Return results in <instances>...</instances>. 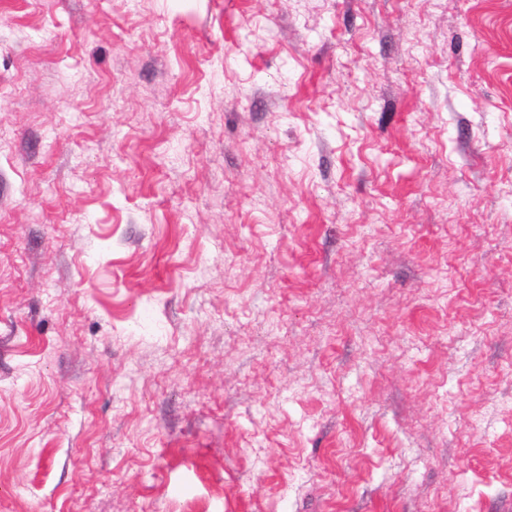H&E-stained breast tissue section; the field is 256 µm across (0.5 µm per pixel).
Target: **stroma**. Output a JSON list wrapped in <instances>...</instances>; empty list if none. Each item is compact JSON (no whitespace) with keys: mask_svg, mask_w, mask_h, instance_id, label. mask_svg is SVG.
<instances>
[{"mask_svg":"<svg viewBox=\"0 0 512 512\" xmlns=\"http://www.w3.org/2000/svg\"><path fill=\"white\" fill-rule=\"evenodd\" d=\"M0 512H512V0H0Z\"/></svg>","mask_w":512,"mask_h":512,"instance_id":"1","label":"stroma"}]
</instances>
